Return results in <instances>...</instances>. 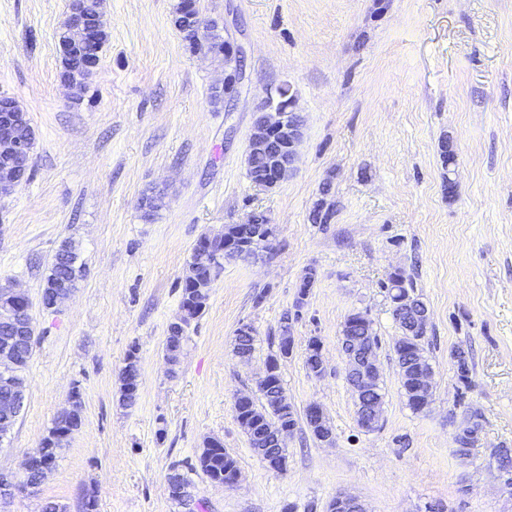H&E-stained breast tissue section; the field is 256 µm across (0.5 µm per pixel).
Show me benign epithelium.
Returning <instances> with one entry per match:
<instances>
[{
	"instance_id": "7a95c632",
	"label": "benign epithelium",
	"mask_w": 512,
	"mask_h": 512,
	"mask_svg": "<svg viewBox=\"0 0 512 512\" xmlns=\"http://www.w3.org/2000/svg\"><path fill=\"white\" fill-rule=\"evenodd\" d=\"M181 17L184 23L190 25L194 38L202 44L212 45L210 54L224 57V82L218 91L223 93L224 111L234 110L242 88L249 81L245 66V52L242 46L231 41L229 33H224V39L215 38L220 23L209 19L198 11L196 0H181ZM70 34L64 50L82 49L78 62L72 73L62 77V81L83 91L86 88L87 76L94 73L99 65L98 42L100 27L97 23L87 20L72 11L67 17ZM295 99L291 87L283 84L275 91L267 92L264 104L255 113L253 132L249 137L247 157L260 155L265 158V171L253 177L251 183L263 190H270L286 180L295 170L298 156V146L303 138V122L299 113L294 109ZM17 111L16 104L11 98L0 97V151L19 157H30L34 141L18 140L12 132V113ZM23 181V172L15 164L7 161L0 162V197L12 194ZM272 228L254 226L253 218H248L239 225V231L231 239L224 234H203L201 242L207 248L221 244L223 248L216 252V258L222 259L230 253L238 254L247 251H265L272 243ZM52 291L49 297L41 298L42 306L53 308L62 300L70 297L74 290L58 283H51ZM11 294L21 300L20 305L10 303L0 307V319L9 320L19 312L27 319L24 330L30 338H35V326L32 315V304L28 296L16 288H11ZM198 316L194 307L183 305L179 318L168 327V335L183 332ZM357 340L348 338L346 345L351 350L344 353L346 371L354 375L352 388L364 391L372 388L378 372L377 361H368L366 357L353 349ZM18 364V356L12 349L11 340H4L0 347V380L8 382ZM24 407V400L16 394H10L0 400V438L4 432L15 424ZM36 485L25 481L15 480V475L0 472V500H9L17 494L33 490ZM336 512H366L364 504L357 498L340 494L335 498Z\"/></svg>"
}]
</instances>
